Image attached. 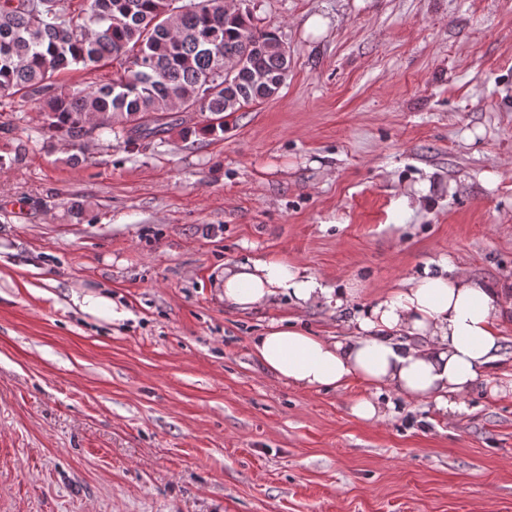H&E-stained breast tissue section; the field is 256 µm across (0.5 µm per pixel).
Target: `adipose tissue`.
I'll list each match as a JSON object with an SVG mask.
<instances>
[{"label": "adipose tissue", "instance_id": "ef3b65f1", "mask_svg": "<svg viewBox=\"0 0 512 512\" xmlns=\"http://www.w3.org/2000/svg\"><path fill=\"white\" fill-rule=\"evenodd\" d=\"M223 293L225 305L241 310L284 299L297 310L319 305L342 312L340 338L281 320L255 337L254 357L290 387L329 391L359 381L443 413L463 410L464 397L481 383L494 396L512 393V373L491 374L512 298L448 261L359 305L351 286L329 287L281 258L248 256L225 267Z\"/></svg>", "mask_w": 512, "mask_h": 512}]
</instances>
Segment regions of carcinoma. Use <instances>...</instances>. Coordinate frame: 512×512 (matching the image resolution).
I'll return each instance as SVG.
<instances>
[{"mask_svg":"<svg viewBox=\"0 0 512 512\" xmlns=\"http://www.w3.org/2000/svg\"><path fill=\"white\" fill-rule=\"evenodd\" d=\"M115 62L103 83L60 81ZM289 68L279 35L224 0H0V97L36 98L43 133L76 149L92 128L133 148L177 127L218 137L224 116L276 97Z\"/></svg>","mask_w":512,"mask_h":512,"instance_id":"carcinoma-1","label":"carcinoma"}]
</instances>
